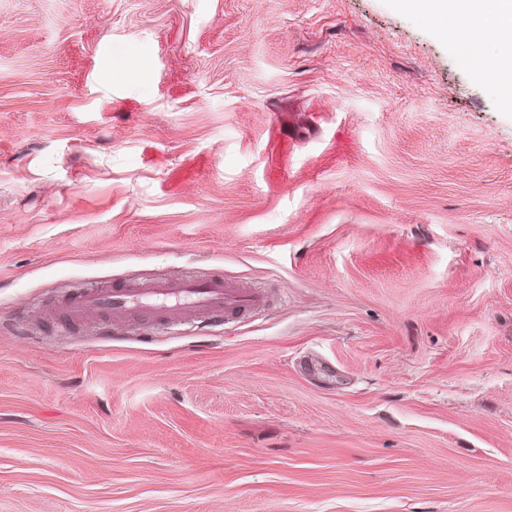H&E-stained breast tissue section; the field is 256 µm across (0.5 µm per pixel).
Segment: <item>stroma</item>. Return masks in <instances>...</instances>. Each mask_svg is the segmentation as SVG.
<instances>
[{"label": "stroma", "mask_w": 512, "mask_h": 512, "mask_svg": "<svg viewBox=\"0 0 512 512\" xmlns=\"http://www.w3.org/2000/svg\"><path fill=\"white\" fill-rule=\"evenodd\" d=\"M396 0H0V512H512V112ZM274 297L149 336L74 285Z\"/></svg>", "instance_id": "35a3bbf8"}]
</instances>
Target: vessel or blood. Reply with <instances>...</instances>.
<instances>
[{
	"label": "vessel or blood",
	"instance_id": "obj_1",
	"mask_svg": "<svg viewBox=\"0 0 512 512\" xmlns=\"http://www.w3.org/2000/svg\"><path fill=\"white\" fill-rule=\"evenodd\" d=\"M262 289L218 274L131 278L123 285L103 281L76 286L59 297L55 313L64 328L108 329L126 324L149 332L180 326L232 323L267 308Z\"/></svg>",
	"mask_w": 512,
	"mask_h": 512
}]
</instances>
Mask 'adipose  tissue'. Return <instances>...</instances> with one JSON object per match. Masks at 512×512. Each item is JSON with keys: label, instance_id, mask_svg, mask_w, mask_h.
<instances>
[{"label": "adipose tissue", "instance_id": "obj_1", "mask_svg": "<svg viewBox=\"0 0 512 512\" xmlns=\"http://www.w3.org/2000/svg\"><path fill=\"white\" fill-rule=\"evenodd\" d=\"M408 10L427 18L444 15L459 18L464 28L456 40L462 50L477 47L484 51V63L476 71L483 79L498 84L512 82V0H398ZM496 42L501 50L486 53L488 42Z\"/></svg>", "mask_w": 512, "mask_h": 512}]
</instances>
